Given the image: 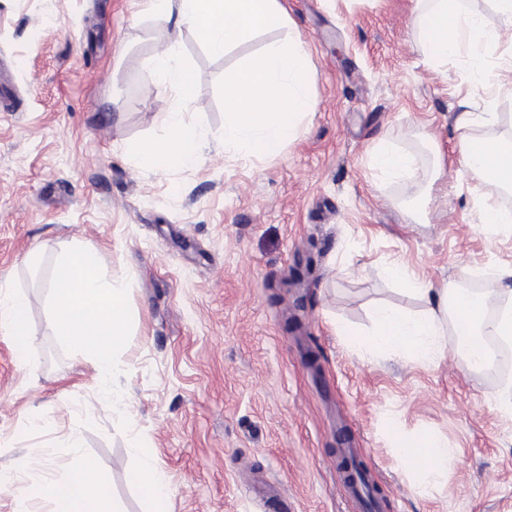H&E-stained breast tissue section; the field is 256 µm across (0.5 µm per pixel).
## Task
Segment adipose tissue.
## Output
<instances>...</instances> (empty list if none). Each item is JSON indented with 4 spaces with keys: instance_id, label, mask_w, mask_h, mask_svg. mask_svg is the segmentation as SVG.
Listing matches in <instances>:
<instances>
[{
    "instance_id": "1",
    "label": "adipose tissue",
    "mask_w": 512,
    "mask_h": 512,
    "mask_svg": "<svg viewBox=\"0 0 512 512\" xmlns=\"http://www.w3.org/2000/svg\"><path fill=\"white\" fill-rule=\"evenodd\" d=\"M158 16L176 9L177 22L193 29L214 54L239 43L251 33L283 27L287 15L280 0H148ZM426 56L437 63L460 54L471 66L484 70L487 57L502 38L499 30L487 27L482 15L471 12L461 0H425L416 18ZM307 55L294 39L269 44L251 63L229 74L225 80L228 119L224 124L226 150L272 153L296 133L301 121L315 111L317 101L306 79ZM150 84L174 92L183 103L192 90V77L169 51L150 63ZM202 141L199 130L187 123L180 111L167 117V136L141 155L144 165L165 169L173 163L196 161ZM461 165L484 175L489 186L512 185V137L477 142L463 137L459 148ZM51 301L61 344L79 351L91 361L101 379L116 370L114 348L122 344L127 331L125 289L114 286L102 272L101 258L90 246L75 247L58 255L51 274ZM487 299L455 292L447 304L412 316L395 309L375 314V330L367 340L371 349L404 351L420 363H433L443 352L448 327H455L460 342L469 352L481 354L479 341L485 327L494 335L512 337V312L487 318ZM0 331L10 336L18 354L30 345L29 304L11 282H0ZM390 436L398 452L412 462L413 470L426 484L437 483L448 468L446 445L426 434H406L392 424ZM49 512H115L102 477L91 465L75 459L74 471L47 485Z\"/></svg>"
}]
</instances>
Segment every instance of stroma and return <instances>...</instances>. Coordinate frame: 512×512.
<instances>
[{"label": "stroma", "mask_w": 512, "mask_h": 512, "mask_svg": "<svg viewBox=\"0 0 512 512\" xmlns=\"http://www.w3.org/2000/svg\"><path fill=\"white\" fill-rule=\"evenodd\" d=\"M280 2L285 27L216 55L142 0H0V280L26 293L31 324L23 357L0 333V512L23 496L45 512L46 485L77 454L120 512H149L129 480L144 449L169 512H269L279 489L287 512H364L341 445L364 460L382 512H512L500 383L450 338L432 364L357 346L377 308L425 312L426 296L482 269L512 300V224L486 223L483 180L458 163L462 135H512V47L482 74L463 55L438 66L414 24L419 0ZM295 36L316 110L276 153L225 151L226 74ZM163 46L194 75L181 108L203 146L195 164L158 171L139 152L164 140L176 107L147 88ZM383 145L413 156L416 179L375 167ZM77 244L128 291L106 384L54 335L51 264ZM300 263L303 285L286 286ZM395 263L421 292L387 277ZM395 421L451 451L439 483L397 453Z\"/></svg>", "instance_id": "stroma-1"}]
</instances>
